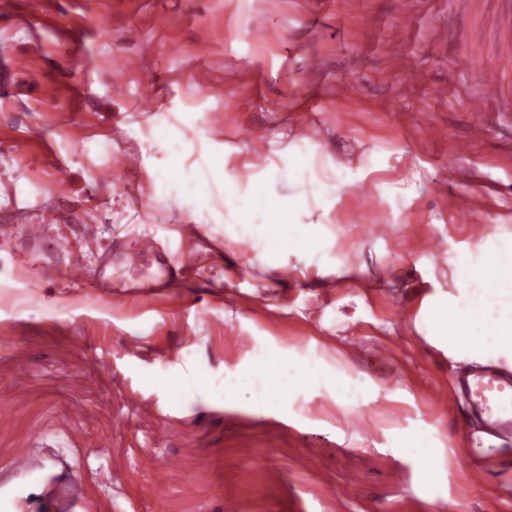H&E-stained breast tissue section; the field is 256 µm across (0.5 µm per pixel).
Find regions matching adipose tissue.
Returning <instances> with one entry per match:
<instances>
[{
	"instance_id": "obj_1",
	"label": "adipose tissue",
	"mask_w": 512,
	"mask_h": 512,
	"mask_svg": "<svg viewBox=\"0 0 512 512\" xmlns=\"http://www.w3.org/2000/svg\"><path fill=\"white\" fill-rule=\"evenodd\" d=\"M159 137L171 144L173 160L167 168L148 169L151 182L193 197L200 210H212L214 200H221L224 210L216 218L222 223L250 224L262 220L265 229L258 244L266 250L288 253L316 248L314 238L297 234L292 221L294 213L302 211L316 223H329L342 198L355 190L354 181L340 173L335 184L316 183L311 193L277 205L259 192L241 149L219 147L205 137L199 156L194 159L178 143L173 128H160ZM454 275L482 287L492 300L501 301L502 316L494 330L488 331L478 328L475 311L441 306L439 321L432 326L434 342L446 352L469 360H480L485 349L512 359V245L496 250L483 263H461Z\"/></svg>"
}]
</instances>
